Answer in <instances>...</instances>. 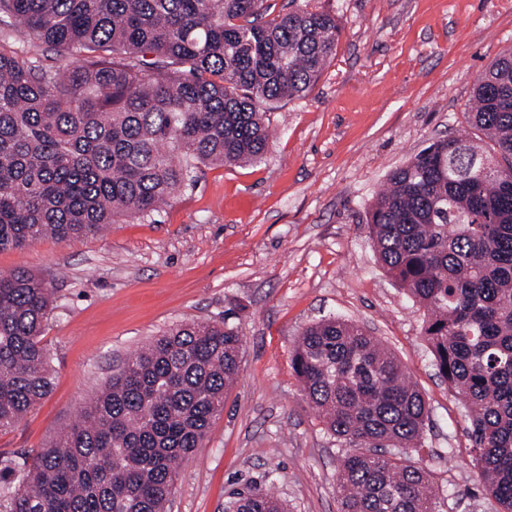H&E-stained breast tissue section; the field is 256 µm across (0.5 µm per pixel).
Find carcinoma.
I'll return each instance as SVG.
<instances>
[{
	"instance_id": "carcinoma-1",
	"label": "carcinoma",
	"mask_w": 512,
	"mask_h": 512,
	"mask_svg": "<svg viewBox=\"0 0 512 512\" xmlns=\"http://www.w3.org/2000/svg\"><path fill=\"white\" fill-rule=\"evenodd\" d=\"M336 17L288 0H0V38L53 50L46 69L0 51V251L149 218L201 165L259 161L266 109L306 96L336 53ZM469 123L392 170L368 208L378 261L424 309L438 374L467 407L481 485L512 512V50L475 79ZM53 289L0 274V432L54 386L42 344ZM242 334L181 324L127 357L47 446L0 452V512H165L236 380ZM291 367L337 439L342 512H436L409 458L429 410L360 325L306 327ZM231 512H288L235 492Z\"/></svg>"
}]
</instances>
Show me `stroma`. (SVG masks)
<instances>
[{
    "label": "stroma",
    "instance_id": "1",
    "mask_svg": "<svg viewBox=\"0 0 512 512\" xmlns=\"http://www.w3.org/2000/svg\"><path fill=\"white\" fill-rule=\"evenodd\" d=\"M335 14L338 50L313 90L267 114L266 154L209 165L152 221L0 251V273L50 282L43 343L52 392L0 451L44 447L113 369L186 322L242 327L239 376L183 464L167 512H225L233 491L274 492L288 512H341L339 443L290 360L307 326L361 325L400 361L429 406L427 467L439 512H494L466 410L433 364L413 299L376 260L366 212L390 171L443 136L478 137L476 76L512 47V0H312Z\"/></svg>",
    "mask_w": 512,
    "mask_h": 512
}]
</instances>
